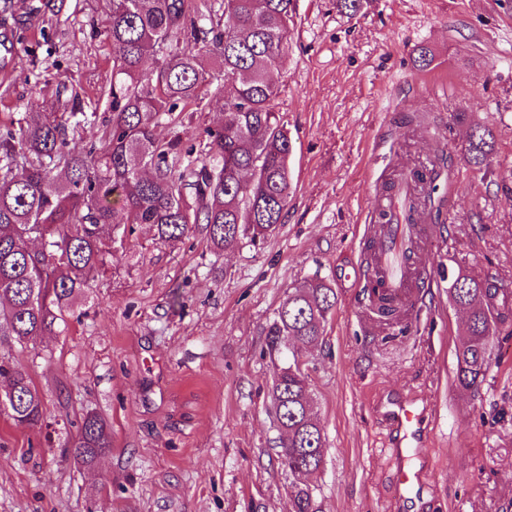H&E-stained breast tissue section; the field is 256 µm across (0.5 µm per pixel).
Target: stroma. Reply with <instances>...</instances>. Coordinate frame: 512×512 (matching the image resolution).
Here are the masks:
<instances>
[{"instance_id": "stroma-1", "label": "stroma", "mask_w": 512, "mask_h": 512, "mask_svg": "<svg viewBox=\"0 0 512 512\" xmlns=\"http://www.w3.org/2000/svg\"><path fill=\"white\" fill-rule=\"evenodd\" d=\"M111 0H0V127L23 113H61L79 97L77 144L100 141L109 117ZM287 58L273 75L276 111L292 141V194L263 242L218 251L205 230L169 246L138 225L104 230L112 258L65 332L13 356L40 391L42 427L0 414V512H292V478L269 389L280 366L265 331L289 290L321 279L336 290L325 334L303 347L324 428L317 512H397L396 461L374 412L390 393L431 409L430 512H512V337L478 392L459 390L455 347L463 314L449 271L512 290V0H292ZM431 63L420 67V51ZM202 64V98L178 104L156 129L209 160L206 131L224 117V72ZM468 112L489 126L488 168L459 160ZM436 165L421 206L434 238L422 256L436 300L372 329L363 288L340 269L367 259L373 195L416 160ZM112 428L93 466L65 448L88 411Z\"/></svg>"}]
</instances>
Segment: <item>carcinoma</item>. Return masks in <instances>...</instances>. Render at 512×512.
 I'll use <instances>...</instances> for the list:
<instances>
[{"mask_svg":"<svg viewBox=\"0 0 512 512\" xmlns=\"http://www.w3.org/2000/svg\"><path fill=\"white\" fill-rule=\"evenodd\" d=\"M292 0H220L198 25L187 0H112L109 37L120 79L112 81V117L99 144L77 146L63 120L26 112L0 131V336L22 348L61 333L94 273L112 255L101 230L122 234L151 225L175 245L204 229L216 249L265 239L281 223L292 191V143L275 112L271 73L285 58ZM182 35L194 46L161 53L160 42ZM163 54L156 70L146 58ZM204 53L224 70V121L207 130L212 164L183 169L178 139L163 142L155 127L177 103H194L207 81ZM492 129L479 122L459 160L481 170L493 154ZM449 297L465 319L456 347L457 386L477 390L492 362L494 338L512 335L508 296L490 279L451 273ZM336 306L334 288L310 280L281 302L267 328V351L283 357L324 335ZM288 440L282 466L293 477V512H315L312 483L324 464L325 435L313 410L309 380L283 363L272 388ZM0 404L32 427L44 416L42 396L11 350L0 352ZM75 462L90 464L112 448L106 421L86 412L70 441Z\"/></svg>","mask_w":512,"mask_h":512,"instance_id":"carcinoma-1","label":"carcinoma"}]
</instances>
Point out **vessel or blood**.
<instances>
[{"instance_id": "b4317fda", "label": "vessel or blood", "mask_w": 512, "mask_h": 512, "mask_svg": "<svg viewBox=\"0 0 512 512\" xmlns=\"http://www.w3.org/2000/svg\"><path fill=\"white\" fill-rule=\"evenodd\" d=\"M415 191L405 181L394 182L389 193L375 196L364 234L373 243L372 268L343 267L342 278L361 284L367 281L379 285V294L390 303L412 308L418 306L423 289L414 287L420 248L432 234L430 226L419 223L409 211ZM376 415L390 430L393 453L398 460L396 483L412 512H424L427 487L422 458L428 435L423 428L428 408L417 398L403 395L379 403Z\"/></svg>"}]
</instances>
